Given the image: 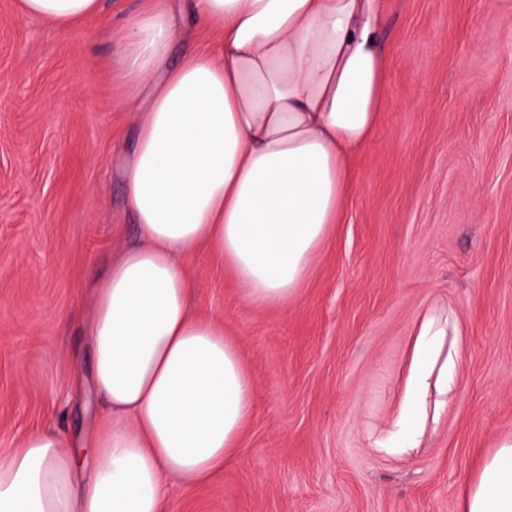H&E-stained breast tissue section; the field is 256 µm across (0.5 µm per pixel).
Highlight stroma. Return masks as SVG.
<instances>
[{
    "instance_id": "1",
    "label": "stroma",
    "mask_w": 512,
    "mask_h": 512,
    "mask_svg": "<svg viewBox=\"0 0 512 512\" xmlns=\"http://www.w3.org/2000/svg\"><path fill=\"white\" fill-rule=\"evenodd\" d=\"M388 97L355 191L288 310L247 304L205 250L190 307L255 385L234 459L165 512H460L512 434V0H386ZM141 0L51 25L0 0V455L91 434V287L138 239L115 173L136 120L116 34ZM450 309L459 387L411 456L373 452L417 316Z\"/></svg>"
}]
</instances>
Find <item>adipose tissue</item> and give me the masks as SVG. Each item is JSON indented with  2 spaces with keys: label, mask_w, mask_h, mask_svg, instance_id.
<instances>
[{
  "label": "adipose tissue",
  "mask_w": 512,
  "mask_h": 512,
  "mask_svg": "<svg viewBox=\"0 0 512 512\" xmlns=\"http://www.w3.org/2000/svg\"><path fill=\"white\" fill-rule=\"evenodd\" d=\"M53 25L99 0H20ZM218 43L168 67L183 27L145 0L121 28V77L139 115L119 174L140 238L93 289L86 333L108 421L71 448L55 426L0 456V512H163L170 477L209 482L239 446L255 386L223 325L190 311L184 258L202 248L259 308L296 303L352 190L349 161L387 97L385 0H194ZM453 314L414 323L396 408L371 446L420 448L458 390ZM460 512H512V435L471 477Z\"/></svg>",
  "instance_id": "1"
}]
</instances>
